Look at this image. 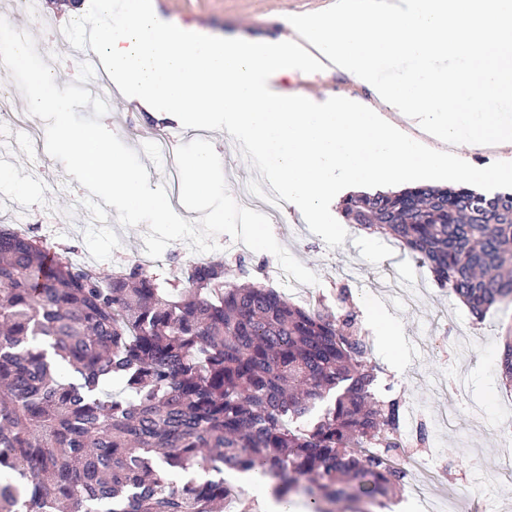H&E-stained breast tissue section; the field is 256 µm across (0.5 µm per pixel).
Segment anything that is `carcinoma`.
<instances>
[{"instance_id": "1", "label": "carcinoma", "mask_w": 512, "mask_h": 512, "mask_svg": "<svg viewBox=\"0 0 512 512\" xmlns=\"http://www.w3.org/2000/svg\"><path fill=\"white\" fill-rule=\"evenodd\" d=\"M341 210L475 321L512 298V192L419 185ZM239 267L104 276L0 225V512H224V475L249 472L308 512L388 506L406 477L403 404L375 395L347 290L300 308ZM497 371L511 388L512 335ZM112 378L125 390L102 389Z\"/></svg>"}]
</instances>
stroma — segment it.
<instances>
[{
    "label": "stroma",
    "mask_w": 512,
    "mask_h": 512,
    "mask_svg": "<svg viewBox=\"0 0 512 512\" xmlns=\"http://www.w3.org/2000/svg\"><path fill=\"white\" fill-rule=\"evenodd\" d=\"M159 15L169 23L196 27L202 34L251 39L287 36L289 16L318 12L333 0H154ZM349 77L344 73L290 71L281 87L313 99L343 95ZM113 132L137 150L149 173L150 186L167 183L172 163L157 155L152 137L176 128V121L150 118L142 109H130L117 96L105 116ZM223 164L230 192L244 183L262 184L257 170L237 150L236 142L221 130H209ZM17 172L19 182L0 181V222L20 223L31 234L46 238L76 256H88L81 204L85 190L62 162L50 157L44 144H31L21 132L0 138V168ZM278 242L313 271L318 281L300 284L294 278L277 283V290L299 305L319 297L335 305L341 286H349L368 336L373 337L371 360L382 367L380 385H392L403 401L404 417L423 419L429 444L422 456L437 475L429 485L436 512H512V474L499 461L505 451L504 430L512 426V391L500 389L494 364L503 344L504 327L512 324V309L491 310L473 321L467 308L435 285L420 267L392 241L349 230L341 246L331 248L307 227L293 205L282 203L271 220ZM121 244L111 259L98 262L102 273L138 260L145 252L147 224L114 225ZM167 253L181 263L202 259L224 262L235 269L245 259L251 271L271 275L277 259L248 247L223 246L202 255L182 241L171 242ZM392 325L396 344L377 342L378 322Z\"/></svg>",
    "instance_id": "stroma-1"
}]
</instances>
